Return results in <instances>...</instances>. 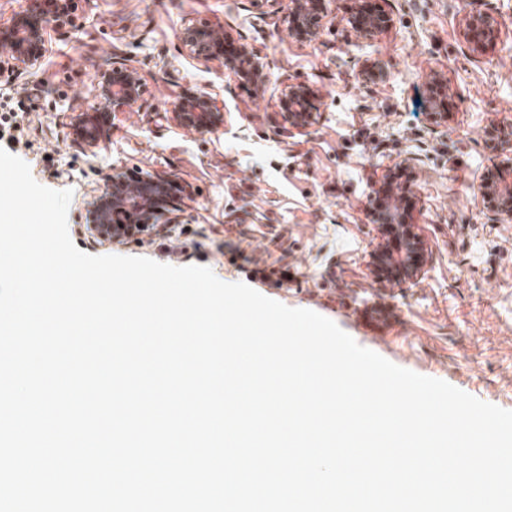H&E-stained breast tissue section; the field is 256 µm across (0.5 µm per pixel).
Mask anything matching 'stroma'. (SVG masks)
<instances>
[{
	"label": "stroma",
	"mask_w": 512,
	"mask_h": 512,
	"mask_svg": "<svg viewBox=\"0 0 512 512\" xmlns=\"http://www.w3.org/2000/svg\"><path fill=\"white\" fill-rule=\"evenodd\" d=\"M388 5L396 22L374 41L388 79L368 85L358 76L365 53L355 46L349 0H324L327 25L315 45L281 23L286 0H91L76 31L51 38L39 68L0 84V103L24 102L18 155L33 178L72 190L68 232L77 249L203 265L286 306L323 305L359 345L512 410V221L489 222L472 192L493 158L483 129L512 118V0H475L500 22L499 39L484 52L470 48L463 0ZM199 22L223 23L230 39L260 53L273 75L265 93L187 55L179 32ZM116 57L144 71L143 103L116 113L97 146L82 148L71 118L94 104L97 77ZM434 74L448 85L444 129L419 109ZM287 77L318 95L309 133L288 132L281 115ZM199 90L224 100L223 133H192L146 112ZM409 152L417 163L408 221L432 260L419 281L392 286L368 265L377 232L365 215L372 187ZM47 154L56 170L46 169ZM139 171L189 185L183 208L201 234L199 253L187 256L176 243L92 241L80 219L108 176ZM224 242L237 246L235 257L218 252ZM256 267L285 269L288 279L253 278Z\"/></svg>",
	"instance_id": "obj_1"
}]
</instances>
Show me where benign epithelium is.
Returning a JSON list of instances; mask_svg holds the SVG:
<instances>
[{
    "label": "benign epithelium",
    "mask_w": 512,
    "mask_h": 512,
    "mask_svg": "<svg viewBox=\"0 0 512 512\" xmlns=\"http://www.w3.org/2000/svg\"><path fill=\"white\" fill-rule=\"evenodd\" d=\"M90 0H21L18 11L0 22V82L11 83L15 75L38 67L44 57L45 44L51 35L64 37L78 28L79 13ZM387 0H360L352 9L350 24L358 37L371 41L389 30L394 15L386 9ZM315 0H288L283 23L291 35L307 43H316L324 30L323 16L314 9ZM474 49L494 45L498 23L488 12L471 13L468 21ZM179 40L189 55L200 62H219L224 70L264 92L270 81L269 65L244 42L228 50V37L221 23L187 26ZM363 82L375 84L387 78L378 59L368 57L362 64ZM144 91L141 71L124 58L112 60L97 81L98 102L72 117L74 142L83 148L97 146L103 123L115 112L140 101ZM314 91L303 83H288L282 106L288 126L304 132L315 120L308 108ZM425 116L433 127L448 125V88L442 79L426 82ZM172 118L189 132L217 134L224 129V101L208 91L180 95L172 102ZM484 140L496 152L497 162L492 179H483L476 188L483 211L489 220L512 219V122L491 124L483 131ZM186 192L171 177L141 171L134 176L114 177L100 194L89 215L87 231L104 242L120 239L141 241L151 235L157 224H180V208L174 204L176 193ZM366 221L377 227L378 242L370 252L375 275L385 270L394 282H414L424 276L431 249L416 225L408 223L398 201L391 196L370 208Z\"/></svg>",
    "instance_id": "benign-epithelium-1"
}]
</instances>
